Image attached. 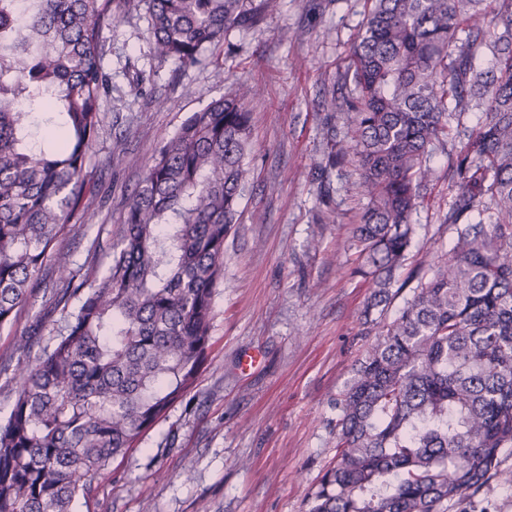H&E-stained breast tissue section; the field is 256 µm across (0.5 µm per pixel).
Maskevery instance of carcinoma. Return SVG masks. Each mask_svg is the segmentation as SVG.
Wrapping results in <instances>:
<instances>
[{
  "mask_svg": "<svg viewBox=\"0 0 512 512\" xmlns=\"http://www.w3.org/2000/svg\"><path fill=\"white\" fill-rule=\"evenodd\" d=\"M367 5L336 65L353 88L320 106L354 114L337 155L356 164L352 190L366 200L353 239L357 272L372 282L362 318L374 340L336 400V464L309 512H448L500 475L499 455L512 448V0ZM141 10L154 55L184 68L245 19L242 0H0V327L47 273L52 304L66 312L51 349L18 362L0 419V512H74L207 362L255 90L229 88L155 149L88 289L57 248L76 230L71 212L103 126V31ZM38 126L55 150L35 139ZM447 140L458 145L448 258L415 275L387 322L407 286L396 272L431 157Z\"/></svg>",
  "mask_w": 512,
  "mask_h": 512,
  "instance_id": "carcinoma-1",
  "label": "carcinoma"
}]
</instances>
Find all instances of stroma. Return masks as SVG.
<instances>
[{
  "instance_id": "35a3bbf8",
  "label": "stroma",
  "mask_w": 512,
  "mask_h": 512,
  "mask_svg": "<svg viewBox=\"0 0 512 512\" xmlns=\"http://www.w3.org/2000/svg\"><path fill=\"white\" fill-rule=\"evenodd\" d=\"M227 33L195 67L156 59L148 16L103 32V129L85 168L89 190L72 214L77 231L59 243L74 267L102 272L108 239L156 148L228 86L256 89L248 177L235 232L224 242V283L213 298L209 356L195 387L125 457L93 479L77 512H307L336 457V399L369 339L361 311L370 290L351 245L362 206L351 162L330 165L331 135L352 115L318 102L361 31L365 0H280ZM133 128L135 135L121 132ZM452 145L436 149V178L414 216L415 245L398 272L444 260L452 235L441 219L453 200ZM62 310L37 295L0 328V416L16 397L20 339L38 357L52 346ZM448 512H512V485L492 478Z\"/></svg>"
}]
</instances>
